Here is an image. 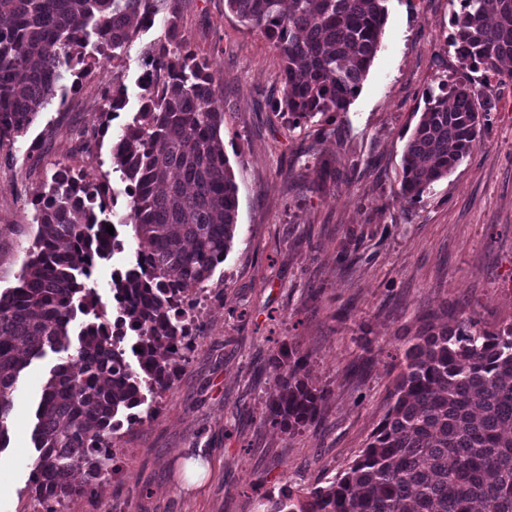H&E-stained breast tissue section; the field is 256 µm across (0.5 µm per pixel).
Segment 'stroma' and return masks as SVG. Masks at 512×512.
<instances>
[{
  "label": "stroma",
  "instance_id": "35a3bbf8",
  "mask_svg": "<svg viewBox=\"0 0 512 512\" xmlns=\"http://www.w3.org/2000/svg\"><path fill=\"white\" fill-rule=\"evenodd\" d=\"M381 48L348 111L295 129L265 108L278 89L281 56L261 33L226 12L224 0H182L180 29L209 60L224 99L221 134L236 176L239 224L231 251L196 315L200 335L170 391L154 412L116 441L120 459L107 478L85 486L62 512H258L282 485L308 491L327 484L365 448L390 407L399 361L380 354L415 333L423 313L448 304L494 330L512 321V84L495 85L494 107L479 142L448 177L414 203L389 197L403 151L428 88L457 73L446 38L458 0H388ZM163 18L141 32L120 60L68 74L65 106L41 113L12 160L0 159V290L18 285L37 227L34 193L62 161L91 177L110 172V140L100 138L103 93L113 82L129 104L112 129L139 105L138 82ZM326 138H318V129ZM84 130L89 151L75 148ZM50 133L47 152L32 139ZM331 159L335 176L319 181L315 157ZM116 203L105 217L119 227L123 252L99 263L103 301L113 269L136 248L125 184L113 180ZM350 260L339 264L340 253ZM298 341L309 384L330 392L322 417L299 431L265 426L261 413L275 392L270 363L277 348ZM57 354L21 373L0 468V512H45L28 489L35 450L34 412ZM209 465L202 486L185 488L182 464Z\"/></svg>",
  "mask_w": 512,
  "mask_h": 512
}]
</instances>
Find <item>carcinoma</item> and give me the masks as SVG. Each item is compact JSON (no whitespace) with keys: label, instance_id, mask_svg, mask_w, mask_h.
I'll list each match as a JSON object with an SVG mask.
<instances>
[{"label":"carcinoma","instance_id":"1","mask_svg":"<svg viewBox=\"0 0 512 512\" xmlns=\"http://www.w3.org/2000/svg\"><path fill=\"white\" fill-rule=\"evenodd\" d=\"M159 0H0V152L13 148L59 100L64 72L111 62L155 23ZM163 38L148 52L137 111L112 136V171L132 186L122 224L135 258L112 272V298L124 304L136 336V363L114 349L107 306L89 286L92 270L114 253L109 174L91 179L66 163L34 197L37 232L19 285L0 292V447L7 441L20 373L47 351L67 354L49 371L35 410L31 491L56 503L81 492L72 470L89 478L108 465L124 422L134 425L145 392L172 388L175 347L191 336L181 298L201 290L232 248L238 184L224 154L219 96L208 60L186 43L179 0H165ZM451 46L462 70L477 65L512 82V0H462ZM238 22L260 32L282 59L279 96L268 102L295 128L345 112L379 51L387 0H225ZM129 103L112 83L101 134ZM490 100L471 81L440 80L402 156L391 200L413 203L448 176L481 137ZM401 372L391 405L359 455L306 496L283 485L265 512H512V322L489 331L448 313L425 314L398 348ZM276 393L262 422L283 432L320 418L329 391L309 385L306 357L282 346L272 357Z\"/></svg>","mask_w":512,"mask_h":512}]
</instances>
